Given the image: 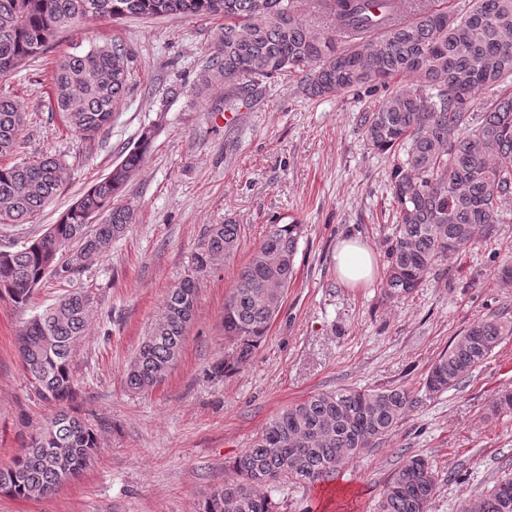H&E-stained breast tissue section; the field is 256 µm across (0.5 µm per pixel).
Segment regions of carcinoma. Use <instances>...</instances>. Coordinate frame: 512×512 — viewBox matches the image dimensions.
I'll return each mask as SVG.
<instances>
[{
  "label": "carcinoma",
  "mask_w": 512,
  "mask_h": 512,
  "mask_svg": "<svg viewBox=\"0 0 512 512\" xmlns=\"http://www.w3.org/2000/svg\"><path fill=\"white\" fill-rule=\"evenodd\" d=\"M336 26L324 31L302 21L297 0H0V77L38 57L60 32L90 18L112 21L179 15L222 18L198 90L224 82L225 107L281 74L323 98L406 80L367 107L360 129L368 145L403 151L394 160L390 190L395 229L387 247L384 288L397 298L420 287L439 263L466 249L478 233L492 234L512 203V0L408 3L409 17L387 25L399 0H319ZM120 45L70 53L53 66L52 108L80 138L96 137L112 122L128 88ZM495 96L485 103L477 94ZM25 121L19 103L0 95V159L17 151ZM144 131L109 174L70 206L46 233L14 252H0V291L28 304L49 275L66 278L106 254L133 223L121 203L126 185L151 144ZM64 164L46 156L0 163V224H24L57 194ZM104 223H88L89 214ZM239 225L228 218L209 227L193 254L204 273L236 253ZM301 225L272 224L241 269L224 302L230 349L211 367L215 378L243 369L279 314L294 277ZM68 254L64 263L58 255ZM197 278L165 294L161 312L126 369L133 392L163 383L182 352L195 315ZM91 296L75 290L28 321L18 351L35 393L60 407L22 452L0 468V493L43 499L78 476L101 448L99 431L66 409L76 395L74 351L92 320ZM506 336L512 316L494 314L457 336L431 365L426 386L439 393L458 386ZM412 405L400 389L318 391L269 420L252 447L233 462L234 476L212 486L199 512H279L271 491L291 480L312 487L336 477L373 448ZM435 486L429 461L412 456L386 484L380 512H427ZM468 512H512V479L469 503Z\"/></svg>",
  "instance_id": "cac0c4a2"
}]
</instances>
